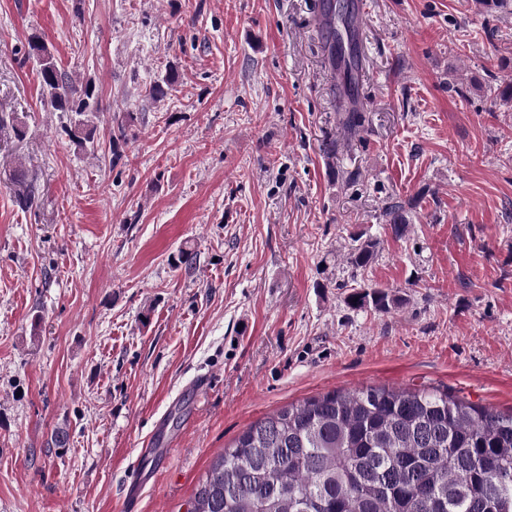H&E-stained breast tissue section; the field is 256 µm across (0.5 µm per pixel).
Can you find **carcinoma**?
I'll return each instance as SVG.
<instances>
[{"label":"carcinoma","instance_id":"cac0c4a2","mask_svg":"<svg viewBox=\"0 0 512 512\" xmlns=\"http://www.w3.org/2000/svg\"><path fill=\"white\" fill-rule=\"evenodd\" d=\"M326 2L320 37L331 58H343L352 95L361 53L357 45L343 50L342 30L351 29L354 10ZM28 58L50 104L75 114L70 140L85 145L92 86L71 85L37 36ZM338 124L357 135L369 116L352 109L339 113ZM383 215L396 233L409 224L398 202ZM375 249L372 240L352 248V269L367 267ZM346 302L387 310L397 300L355 288ZM187 512H512V412L426 388L327 392L251 423L212 461Z\"/></svg>","mask_w":512,"mask_h":512}]
</instances>
